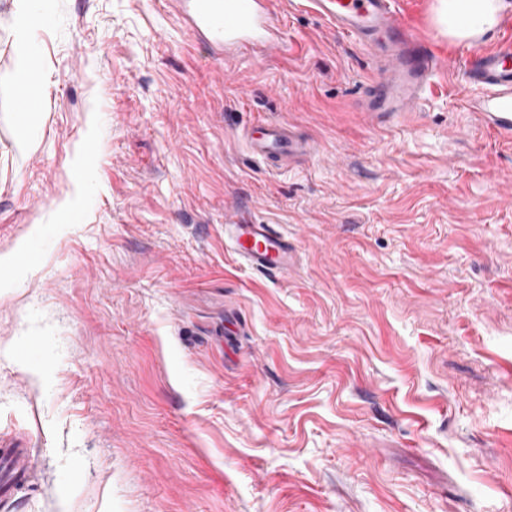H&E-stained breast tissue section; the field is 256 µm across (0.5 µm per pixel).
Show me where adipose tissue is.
Returning <instances> with one entry per match:
<instances>
[{
    "label": "adipose tissue",
    "mask_w": 512,
    "mask_h": 512,
    "mask_svg": "<svg viewBox=\"0 0 512 512\" xmlns=\"http://www.w3.org/2000/svg\"><path fill=\"white\" fill-rule=\"evenodd\" d=\"M511 10L512 0H437L434 21L450 42L475 43Z\"/></svg>",
    "instance_id": "obj_1"
}]
</instances>
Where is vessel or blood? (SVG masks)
Masks as SVG:
<instances>
[{"label":"vessel or blood","instance_id":"b4317fda","mask_svg":"<svg viewBox=\"0 0 512 512\" xmlns=\"http://www.w3.org/2000/svg\"><path fill=\"white\" fill-rule=\"evenodd\" d=\"M343 33L367 45L378 58L376 71L363 90L365 115L375 124L397 122L417 111L431 80L446 70V60L432 50L399 17L398 0H307ZM182 16L195 40L209 44L215 55L243 49L263 56L284 45L274 24L275 0H167ZM467 80L479 96L473 102L486 127L512 134V41L480 51L466 62ZM17 119L34 122L40 107L26 90H18ZM246 146L256 158L281 161L310 151L287 126L265 121L251 127ZM224 235L248 265L280 273L292 265L294 249L268 224H228ZM0 498L9 499L26 482L27 452L0 448Z\"/></svg>","mask_w":512,"mask_h":512}]
</instances>
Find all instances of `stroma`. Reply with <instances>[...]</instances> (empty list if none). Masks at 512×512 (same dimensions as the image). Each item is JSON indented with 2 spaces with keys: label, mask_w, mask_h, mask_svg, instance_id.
Segmentation results:
<instances>
[{
  "label": "stroma",
  "mask_w": 512,
  "mask_h": 512,
  "mask_svg": "<svg viewBox=\"0 0 512 512\" xmlns=\"http://www.w3.org/2000/svg\"><path fill=\"white\" fill-rule=\"evenodd\" d=\"M433 4L401 16L458 61ZM13 11L0 255L31 262L0 276V448L33 468L0 512H512V137L461 74L378 126L373 58L289 0L287 52L220 61L165 0H50L23 131ZM262 119L312 153L252 157ZM231 222L272 225L289 272ZM16 84L18 87L26 88L36 101L42 104L40 81L33 67H30L28 62L23 63L18 69ZM32 96L23 88H20L16 93L14 111L17 119L24 121L21 122L16 119L18 124L22 127H27L32 124L27 122H35L39 118L40 107L39 104L33 100ZM224 236L253 268L284 273L293 264L294 248L269 224H225Z\"/></svg>",
  "instance_id": "stroma-1"
}]
</instances>
